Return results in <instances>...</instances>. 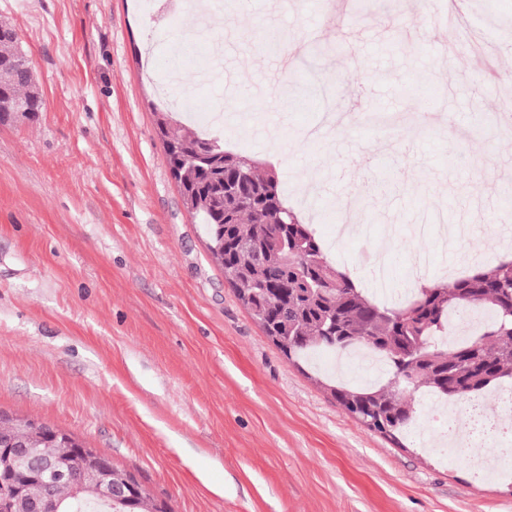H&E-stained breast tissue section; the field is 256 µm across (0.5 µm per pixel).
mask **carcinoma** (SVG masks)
I'll return each instance as SVG.
<instances>
[{"label":"carcinoma","mask_w":512,"mask_h":512,"mask_svg":"<svg viewBox=\"0 0 512 512\" xmlns=\"http://www.w3.org/2000/svg\"><path fill=\"white\" fill-rule=\"evenodd\" d=\"M18 55L17 41L0 35V118L17 100L37 101L38 87L31 73L19 69ZM163 113V143L182 148L175 160L181 195L202 201L189 213L206 225L210 239L224 232V247L210 253L264 333H285L297 360L359 346L383 358L384 382L329 386L352 418L395 439L412 422L419 393L459 402L512 382V259L475 265L451 282L423 284L401 303L378 302L330 259L312 225L288 206L274 169L226 149L221 135H200L175 113ZM247 242L266 252L263 266L256 267L253 253L240 249ZM453 310H486L491 321L448 348L436 336ZM414 339L421 349L411 363L405 352ZM32 445L52 458L71 453L57 442ZM112 481H130L140 489L134 512H170L167 504L153 503L154 496L133 473L115 467ZM56 498L64 512H92L78 504L66 483L56 487Z\"/></svg>","instance_id":"cac0c4a2"}]
</instances>
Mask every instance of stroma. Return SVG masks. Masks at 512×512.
Instances as JSON below:
<instances>
[{"mask_svg":"<svg viewBox=\"0 0 512 512\" xmlns=\"http://www.w3.org/2000/svg\"><path fill=\"white\" fill-rule=\"evenodd\" d=\"M0 0L43 108L0 124V411L68 430L134 473L171 512H512V489L475 474L471 457L507 434L461 415L468 453L436 452L446 427L425 403L419 435L392 439L348 416L313 368L264 334L212 259L187 212L157 127L154 75L177 71L193 105L230 99L224 139L314 192L313 226L362 287L386 259L393 294L449 263L419 224H474L464 242L487 258L512 225V140L452 159L425 122L476 125L503 103L512 67L445 70L447 30L415 0L350 14V0H208L224 51L168 0ZM308 75L307 110L281 83ZM423 75L421 99L406 97ZM400 112L404 128L368 125L306 136L321 113ZM384 153L388 165L376 169Z\"/></svg>","mask_w":512,"mask_h":512,"instance_id":"stroma-1","label":"stroma"}]
</instances>
